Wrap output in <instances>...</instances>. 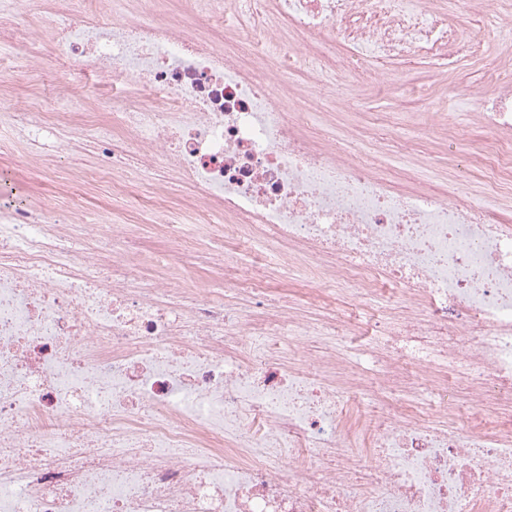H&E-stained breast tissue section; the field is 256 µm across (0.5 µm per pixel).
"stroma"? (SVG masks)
Returning <instances> with one entry per match:
<instances>
[{"instance_id":"1","label":"stroma","mask_w":512,"mask_h":512,"mask_svg":"<svg viewBox=\"0 0 512 512\" xmlns=\"http://www.w3.org/2000/svg\"><path fill=\"white\" fill-rule=\"evenodd\" d=\"M448 20L457 24L461 37L471 44L474 54L457 63L447 56L415 57L396 63L407 83L406 88L378 92L375 86L354 91L337 76L325 78L321 86L305 84L294 73L281 74L282 83L298 88L294 107L307 115L305 130L315 138L330 133H344L358 124L370 125L384 115L391 116L396 142L416 148L425 163L416 171L397 180L407 191L435 190L445 192L449 183H456L463 199L477 206H486L489 198L483 193L477 177L457 175L459 161L482 149L493 137L492 132L476 127L469 141L449 144L443 129L448 113L458 114L468 122L474 108L472 91L491 94L498 75L485 68L484 57L491 56L512 62V21L497 13V0H486L483 14L471 13L467 0H444ZM424 89L426 98L413 95V88ZM47 154V166L36 174L18 164H0V206L17 207L43 202L55 205L62 214L78 213L90 223L113 220L119 224L137 225L141 251L139 260H147L155 251L164 248L162 239L152 233L148 224L147 204L137 192L121 198L108 197L90 188L78 191L67 187L72 168L95 163L97 150L90 141L59 145L51 135L41 136Z\"/></svg>"}]
</instances>
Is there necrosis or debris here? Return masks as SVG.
Segmentation results:
<instances>
[{"instance_id": "obj_1", "label": "necrosis or debris", "mask_w": 512, "mask_h": 512, "mask_svg": "<svg viewBox=\"0 0 512 512\" xmlns=\"http://www.w3.org/2000/svg\"><path fill=\"white\" fill-rule=\"evenodd\" d=\"M199 24L146 0H0V72L37 82L0 127L67 123L99 162L75 184L143 189L167 246L146 275L128 225L0 211V512H512V143L478 151L492 210L405 194L370 130L355 149L306 135L278 75L363 57L470 52L437 0H189ZM252 15L244 51L216 41ZM347 53L323 51L327 39ZM473 123L512 133V80ZM189 185L191 225L159 204ZM219 274L194 289L187 256ZM304 282L309 307L255 314ZM379 314V342L336 346ZM459 372L455 402L445 372Z\"/></svg>"}]
</instances>
